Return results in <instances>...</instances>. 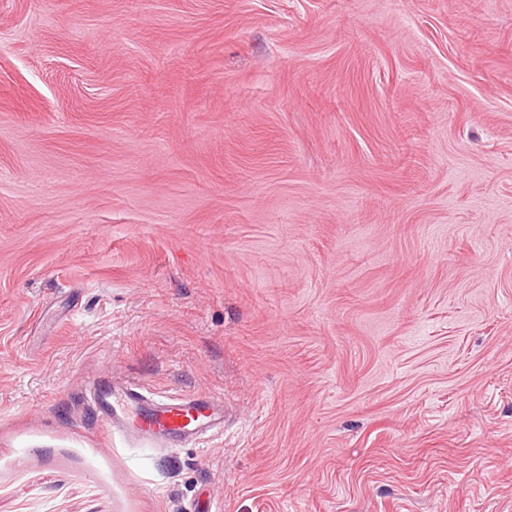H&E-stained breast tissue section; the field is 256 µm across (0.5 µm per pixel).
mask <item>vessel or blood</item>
Here are the masks:
<instances>
[{"label":"vessel or blood","instance_id":"1","mask_svg":"<svg viewBox=\"0 0 512 512\" xmlns=\"http://www.w3.org/2000/svg\"><path fill=\"white\" fill-rule=\"evenodd\" d=\"M90 405L109 432L132 434L158 447L181 446L224 424L223 396L209 392L155 397L134 381L98 377L87 384Z\"/></svg>","mask_w":512,"mask_h":512}]
</instances>
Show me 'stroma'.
<instances>
[{
	"instance_id": "1",
	"label": "stroma",
	"mask_w": 512,
	"mask_h": 512,
	"mask_svg": "<svg viewBox=\"0 0 512 512\" xmlns=\"http://www.w3.org/2000/svg\"><path fill=\"white\" fill-rule=\"evenodd\" d=\"M210 500L512 512V0H0V512ZM90 405L112 435L124 433L154 446H183L224 425V397L209 392L182 397H154L134 381L105 378L87 383Z\"/></svg>"
}]
</instances>
